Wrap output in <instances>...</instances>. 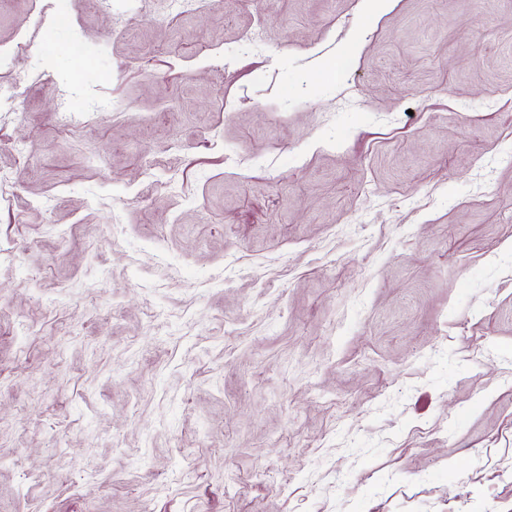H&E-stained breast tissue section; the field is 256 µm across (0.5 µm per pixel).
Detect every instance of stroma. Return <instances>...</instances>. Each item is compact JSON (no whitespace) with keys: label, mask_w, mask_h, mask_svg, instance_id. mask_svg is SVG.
I'll use <instances>...</instances> for the list:
<instances>
[{"label":"stroma","mask_w":512,"mask_h":512,"mask_svg":"<svg viewBox=\"0 0 512 512\" xmlns=\"http://www.w3.org/2000/svg\"><path fill=\"white\" fill-rule=\"evenodd\" d=\"M0 512H512V0H0Z\"/></svg>","instance_id":"1"}]
</instances>
